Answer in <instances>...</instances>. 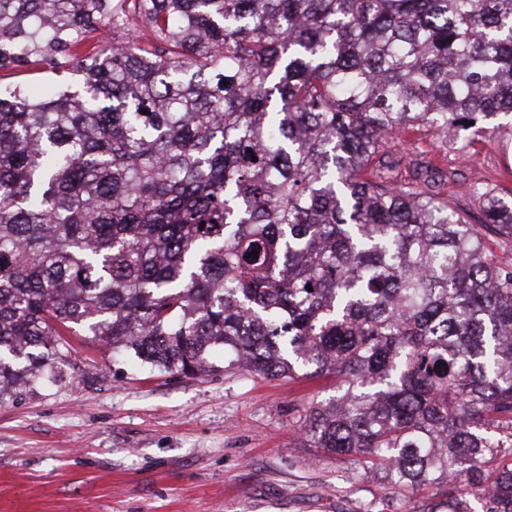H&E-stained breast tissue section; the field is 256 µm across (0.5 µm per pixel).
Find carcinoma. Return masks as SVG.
Masks as SVG:
<instances>
[{"instance_id": "carcinoma-1", "label": "carcinoma", "mask_w": 512, "mask_h": 512, "mask_svg": "<svg viewBox=\"0 0 512 512\" xmlns=\"http://www.w3.org/2000/svg\"><path fill=\"white\" fill-rule=\"evenodd\" d=\"M77 56L76 91L0 89V402L78 330L188 377L222 349L336 375L306 446L417 512H471L462 474L512 512V205L470 224L387 150L512 114V0H0V69Z\"/></svg>"}]
</instances>
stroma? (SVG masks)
<instances>
[{
  "label": "stroma",
  "mask_w": 512,
  "mask_h": 512,
  "mask_svg": "<svg viewBox=\"0 0 512 512\" xmlns=\"http://www.w3.org/2000/svg\"><path fill=\"white\" fill-rule=\"evenodd\" d=\"M74 69L0 70V85L62 89ZM433 160L439 198L472 224V190L512 202V119L472 141L424 133L389 144ZM62 382L0 403V512H412L426 498L305 447L302 425L335 375L262 378L224 365L197 377L141 368L74 334Z\"/></svg>",
  "instance_id": "1"
}]
</instances>
